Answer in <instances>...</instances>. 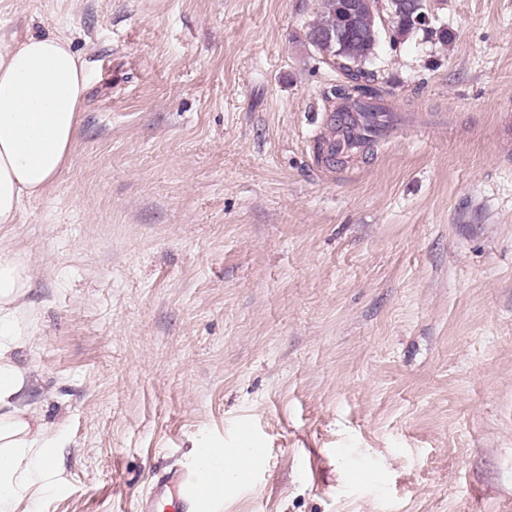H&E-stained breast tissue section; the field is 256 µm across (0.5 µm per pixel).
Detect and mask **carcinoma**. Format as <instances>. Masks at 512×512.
<instances>
[{"instance_id": "carcinoma-1", "label": "carcinoma", "mask_w": 512, "mask_h": 512, "mask_svg": "<svg viewBox=\"0 0 512 512\" xmlns=\"http://www.w3.org/2000/svg\"><path fill=\"white\" fill-rule=\"evenodd\" d=\"M345 0H321L317 20L310 26L307 37L337 29L351 33L342 41L311 40L309 44L327 65L338 71L344 83L330 90L326 100L331 106V122H340L348 112L362 114V130L366 134L381 126L377 113L383 108L375 103L377 90L371 86L375 73L369 69L376 58L385 28L380 15L392 18L391 39L404 41L419 32H430L442 42L448 41L444 29L431 30L416 23L415 18L428 13V0H356L355 18L347 16Z\"/></svg>"}]
</instances>
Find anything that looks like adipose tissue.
Wrapping results in <instances>:
<instances>
[{"mask_svg":"<svg viewBox=\"0 0 512 512\" xmlns=\"http://www.w3.org/2000/svg\"><path fill=\"white\" fill-rule=\"evenodd\" d=\"M84 66L68 39L30 36L0 48V225L44 195L79 132ZM26 260L0 249V512H18L51 485L50 431L28 401L16 352L36 325Z\"/></svg>","mask_w":512,"mask_h":512,"instance_id":"obj_1","label":"adipose tissue"}]
</instances>
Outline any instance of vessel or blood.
<instances>
[{"label": "vessel or blood", "instance_id": "obj_1", "mask_svg": "<svg viewBox=\"0 0 512 512\" xmlns=\"http://www.w3.org/2000/svg\"><path fill=\"white\" fill-rule=\"evenodd\" d=\"M358 134L359 116L354 113L336 130L337 148L344 152L357 149ZM210 470L211 486L206 490L201 488L196 470L170 467L153 471L148 493L137 501V512H215L227 480L243 486L253 483L255 477L253 469L245 464L226 471L220 458L211 461Z\"/></svg>", "mask_w": 512, "mask_h": 512}]
</instances>
